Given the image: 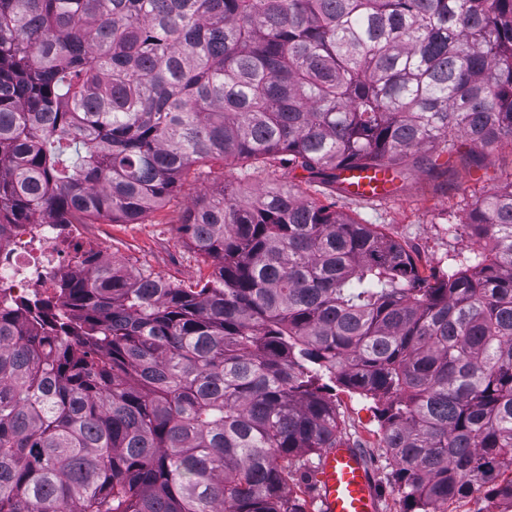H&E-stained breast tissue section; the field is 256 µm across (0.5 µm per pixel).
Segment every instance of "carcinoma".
<instances>
[{
  "mask_svg": "<svg viewBox=\"0 0 512 512\" xmlns=\"http://www.w3.org/2000/svg\"><path fill=\"white\" fill-rule=\"evenodd\" d=\"M461 138L512 141V0H0V238L137 224L196 164L267 180L187 209L207 278L89 253L32 321L0 288V512H307L338 386L405 512L482 487L512 512V183L443 276L273 183L432 173Z\"/></svg>",
  "mask_w": 512,
  "mask_h": 512,
  "instance_id": "cac0c4a2",
  "label": "carcinoma"
}]
</instances>
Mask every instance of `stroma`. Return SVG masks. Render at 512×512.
<instances>
[{"instance_id": "1", "label": "stroma", "mask_w": 512, "mask_h": 512, "mask_svg": "<svg viewBox=\"0 0 512 512\" xmlns=\"http://www.w3.org/2000/svg\"><path fill=\"white\" fill-rule=\"evenodd\" d=\"M468 149V144H461L437 174L409 170L405 179L391 184L383 200L365 203L328 186L311 191L310 196L324 203L335 201L338 213L360 223L378 225L410 253L421 270L442 274L453 266L456 255L474 246L461 227L470 204L512 182V141L503 140L475 162L468 159ZM249 169L245 160L192 167L180 192L139 223L94 218L83 231L100 242L110 259L126 267L147 269L174 283L208 277L211 264L204 262L180 231L183 216L195 201L223 183L253 191L258 180L249 176ZM334 401L339 437L358 448L371 465L380 512H404L405 504L392 488V465L381 446L373 400L340 387Z\"/></svg>"}]
</instances>
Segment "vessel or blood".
<instances>
[{
  "label": "vessel or blood",
  "instance_id": "obj_1",
  "mask_svg": "<svg viewBox=\"0 0 512 512\" xmlns=\"http://www.w3.org/2000/svg\"><path fill=\"white\" fill-rule=\"evenodd\" d=\"M384 176L373 168L342 171L340 182L350 198L364 200L379 193ZM314 494L323 512H377L378 495L370 466L359 449L344 440L325 449L314 474Z\"/></svg>",
  "mask_w": 512,
  "mask_h": 512
}]
</instances>
